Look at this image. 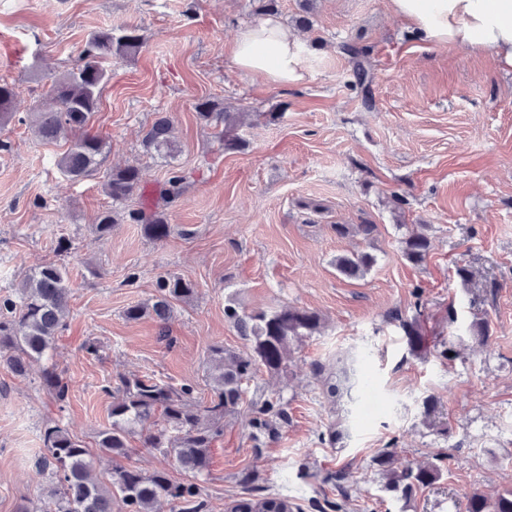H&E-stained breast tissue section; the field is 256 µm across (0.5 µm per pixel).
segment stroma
<instances>
[{"label":"stroma","mask_w":512,"mask_h":512,"mask_svg":"<svg viewBox=\"0 0 512 512\" xmlns=\"http://www.w3.org/2000/svg\"><path fill=\"white\" fill-rule=\"evenodd\" d=\"M308 19L304 78L283 86L234 62L238 34L263 21L251 0H0V80L22 87L16 119L0 125V294L49 262L63 266L70 288L53 350L24 377L0 364V512H26L44 498L36 461L50 422L79 437L107 477L112 459L97 441L112 424L110 390L121 378L190 384L209 398L211 346L247 347L224 316L229 304L247 314L309 308L324 326L295 351L288 376H257L259 391L288 403L290 422L275 441L256 445L239 417L225 419L201 479L211 512L269 493L323 512L341 495L312 473L340 467L352 474L346 512H465L471 493L512 487V71L489 54L415 38L387 0H317ZM125 27L138 28L143 44L109 60L89 131L105 138L107 166L142 170L127 209L155 208L170 166L187 174L182 199L166 210L177 233L163 242L126 218L98 237L93 224L112 205L100 179L69 180L56 165L65 143L44 144L21 122L76 65L92 32ZM348 44L369 53L371 106ZM203 98L247 113L244 149L225 151L198 119ZM160 113L173 122L171 160L141 145ZM368 223L377 227L368 241L333 230ZM422 224L432 247L415 266L400 240ZM62 238L68 251L57 248ZM356 251L376 262L349 279L334 263ZM461 267L473 271L470 282ZM168 273L197 293L174 303L163 341L153 317L129 321L124 311L153 303ZM394 310L419 317L420 351L387 322ZM476 318L490 323L489 347L471 337ZM90 340L99 357L85 352ZM317 362L362 364L371 386L354 400L330 399L312 374ZM51 368L69 383L65 404L42 383ZM429 396L449 434L428 425ZM332 421L345 434L333 446L318 437ZM391 443L396 465H439L440 480L407 500L384 491L372 459ZM121 463L187 477L174 456L144 448L139 431ZM245 472L254 483L240 484Z\"/></svg>","instance_id":"obj_1"}]
</instances>
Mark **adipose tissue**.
<instances>
[{
  "instance_id": "obj_1",
  "label": "adipose tissue",
  "mask_w": 512,
  "mask_h": 512,
  "mask_svg": "<svg viewBox=\"0 0 512 512\" xmlns=\"http://www.w3.org/2000/svg\"><path fill=\"white\" fill-rule=\"evenodd\" d=\"M389 10L423 41L491 54L512 71V0H389ZM304 54L297 33L272 20L243 30L233 50L240 70L283 85L302 80Z\"/></svg>"
}]
</instances>
